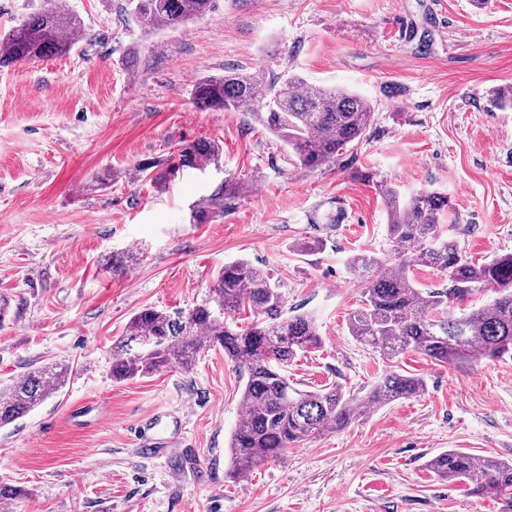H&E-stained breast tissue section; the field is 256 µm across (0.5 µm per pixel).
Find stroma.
Listing matches in <instances>:
<instances>
[{
	"label": "stroma",
	"mask_w": 512,
	"mask_h": 512,
	"mask_svg": "<svg viewBox=\"0 0 512 512\" xmlns=\"http://www.w3.org/2000/svg\"><path fill=\"white\" fill-rule=\"evenodd\" d=\"M67 5L84 27L70 54L0 71V388L70 368L59 394L0 428V484L20 491L0 512H498L426 462L451 448L512 460V359L386 361L348 331L361 300L348 260L395 251L380 178L447 194L446 231L473 261L512 252V110L492 99L512 85V0H214L158 31L127 0ZM232 67L349 88L374 120L306 169L251 113L193 104L197 82ZM198 138L223 147L221 172L180 173L162 193L97 183ZM225 177L234 207L189 223ZM115 251L136 254L126 273L106 270ZM239 259L281 285L287 313L317 320L322 344L289 364L290 383L362 396L394 369L424 392L227 477L244 378L223 349L120 383L111 365L134 313L188 310Z\"/></svg>",
	"instance_id": "stroma-1"
}]
</instances>
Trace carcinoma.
<instances>
[{
    "label": "carcinoma",
    "mask_w": 512,
    "mask_h": 512,
    "mask_svg": "<svg viewBox=\"0 0 512 512\" xmlns=\"http://www.w3.org/2000/svg\"><path fill=\"white\" fill-rule=\"evenodd\" d=\"M129 2L149 27L163 30L205 16L214 0ZM82 31L81 18L63 0H51L0 34V68L65 55ZM192 97L204 110L253 113L308 169L327 164L347 145L363 139L373 118L372 105L355 92L312 86L299 77L288 78L278 88L260 68L226 70L219 78L203 79ZM221 158L222 148L215 141H184L164 163L144 159L101 181L109 184L125 177L163 192L178 172H203ZM376 186L386 203L388 236L399 250L387 257L362 252L349 258L350 270L364 285L361 306L348 320L350 334L391 361L407 350L461 368L486 358H512V253L476 263L457 239L442 237V221L452 215L448 197L421 190L405 199L386 179ZM237 197L236 182L218 183L191 204L189 223L209 224L224 217ZM415 267L448 272L450 286L442 291L417 287L412 278ZM474 288L491 290L496 298L487 307L458 316L448 312L449 299ZM242 311L252 314L245 328L234 321ZM321 341L314 316L286 315L281 286L268 272L241 259L224 265L208 297L188 311L171 315L148 307L137 312L114 347L112 379L124 382L175 367L189 371L201 352L223 348L246 376L243 414L228 443L230 473L241 479L296 444L346 428L370 407L407 399L424 389L422 378L393 370L364 397L336 384L314 391L290 384L284 368L300 353L320 347ZM66 376L63 367H42L0 389V427L57 394ZM427 468L440 480L466 485L474 495L499 499L500 512H512V461L449 449L432 457Z\"/></svg>",
    "instance_id": "1"
}]
</instances>
